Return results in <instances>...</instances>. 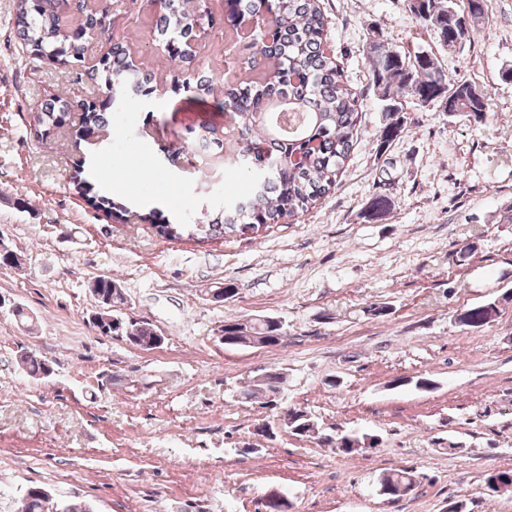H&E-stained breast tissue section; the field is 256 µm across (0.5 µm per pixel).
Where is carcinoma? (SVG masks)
<instances>
[{"label": "carcinoma", "instance_id": "cac0c4a2", "mask_svg": "<svg viewBox=\"0 0 512 512\" xmlns=\"http://www.w3.org/2000/svg\"><path fill=\"white\" fill-rule=\"evenodd\" d=\"M408 9L420 24L432 29L448 49L471 41L473 27L484 18V0H406ZM72 5L81 14L88 31L101 28L110 16L105 5L89 9L85 0H15L16 23L22 52L36 63L54 65L60 61L77 66L85 60V44L65 27L60 12ZM165 14L156 22L154 37L171 47L170 59L186 65L184 78L175 87L197 102L204 111H221L232 118L234 132L230 147L224 135L202 125L188 142L166 145L171 164L190 151L206 166H224L248 179V191L224 199L222 208L207 215L199 224L172 222L153 208L135 210L111 195L95 191L89 181L91 169L86 160L76 161L70 176L74 192L108 218L124 223L132 220L150 225L168 240L188 239L199 243L243 235L290 224L295 217L327 196L337 185L349 159L361 126L363 103L346 80L340 66L325 54L324 43L330 28L319 0H224V19L234 24L242 14H263L275 27V39L267 43L263 34H254L243 53L244 72L224 82V93H214L215 79L206 68L193 66L196 55L192 43L196 30L203 27L212 12L206 0H166ZM101 84L105 99L83 102L80 123L74 129V143L82 154L91 153L112 125L114 104H124L131 96L139 99L153 92L154 75L126 61L122 44L110 45L99 65L89 72ZM368 75L383 102V124L379 149L399 137L406 129L403 100L408 98L426 107L444 104L451 98V109L470 121L482 122L489 112L487 94L466 81H455L443 72L436 58L426 52L413 55L399 49L392 40L374 49L368 57ZM453 95H448V91ZM78 98L54 96L38 114L35 138L45 141L54 136L70 117ZM90 292L100 305L99 316H120L124 301L120 283L108 276L95 279ZM252 335L278 344L284 326L270 317L251 321ZM129 337L134 344L147 343L156 336L151 325L122 318L121 330L112 335ZM22 369L31 377H47V363L33 355L20 357ZM285 376L270 373L243 390L250 402L263 400L270 405V393L281 387ZM299 435L316 431L306 411L288 415ZM406 468L383 476L390 497H400L412 488ZM52 497L42 496L38 488L28 489L21 512H53Z\"/></svg>", "mask_w": 512, "mask_h": 512}]
</instances>
